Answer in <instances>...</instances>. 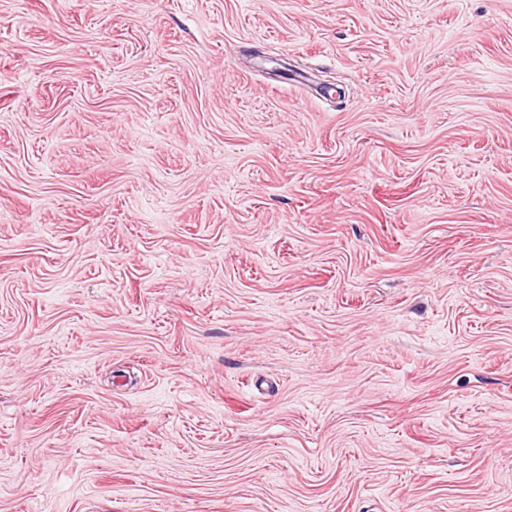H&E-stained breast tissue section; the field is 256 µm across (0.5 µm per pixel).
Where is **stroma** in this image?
Segmentation results:
<instances>
[{
	"label": "stroma",
	"instance_id": "35a3bbf8",
	"mask_svg": "<svg viewBox=\"0 0 512 512\" xmlns=\"http://www.w3.org/2000/svg\"><path fill=\"white\" fill-rule=\"evenodd\" d=\"M0 512H512V0H0Z\"/></svg>",
	"mask_w": 512,
	"mask_h": 512
}]
</instances>
